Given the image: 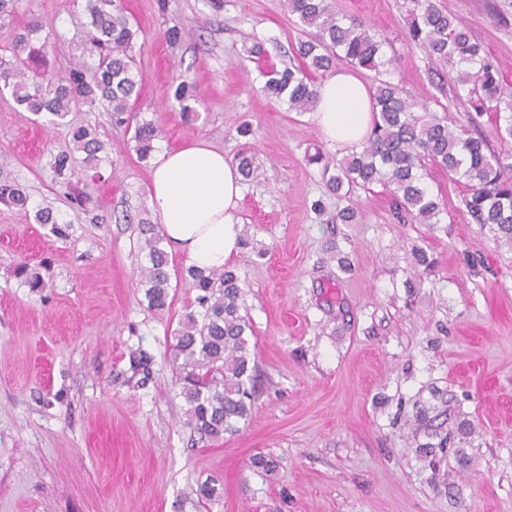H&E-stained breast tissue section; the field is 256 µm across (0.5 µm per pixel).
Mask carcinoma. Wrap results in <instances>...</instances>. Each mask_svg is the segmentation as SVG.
I'll return each mask as SVG.
<instances>
[{
	"label": "carcinoma",
	"mask_w": 512,
	"mask_h": 512,
	"mask_svg": "<svg viewBox=\"0 0 512 512\" xmlns=\"http://www.w3.org/2000/svg\"><path fill=\"white\" fill-rule=\"evenodd\" d=\"M409 3L407 39L429 60L448 67L455 81L467 88L471 111L466 121L448 122L383 79L393 69V60L385 58L382 41L363 22L336 11L330 0H286L288 13L308 29L309 39L297 46L301 67L263 73L264 91L277 100L287 99L291 111L308 112L318 99L310 72L328 70L338 57L375 71L376 119L360 148L337 164L323 159L318 151L308 156L310 162H324L327 191L341 197L346 187L381 184L390 189L406 218L439 224L443 209L425 185L426 165L430 164L468 188L464 206L472 223L489 227L496 240L512 245V152L496 151L488 139L472 136V128L487 114L494 136L502 142L512 141V93L461 19L433 0ZM85 11L89 20L84 52L98 60L93 72H88L84 61L63 75L30 68L32 36L40 31L36 25L15 34L4 48L6 54H0V88L10 91L17 105L30 114L50 116L51 124L63 121L76 107L100 103L115 123L134 125L133 150L146 161L162 130L150 120H135L134 105L143 81L133 55L137 31L121 0H86ZM173 96L184 119L198 118L188 80L176 85ZM69 135L70 140L53 154L52 163L55 174L65 180L99 168V153L104 148L96 128L89 124L72 127ZM0 199L22 209L28 204L19 185H1ZM34 221L50 224L55 235L66 236L67 222L50 206L36 209ZM140 225L145 247L138 285L145 289L148 308L163 310L170 305L172 288L168 252L153 224L143 219ZM15 275L33 292L45 288L40 273L26 263L16 268ZM181 279L196 292L194 309L179 322L173 345L185 426L218 440L236 431L251 412L256 364L248 340L252 327L243 313L246 283L230 267L207 274L187 267ZM150 361L143 349L129 357L133 373L142 374L143 386L150 377ZM193 493L204 503L221 497L211 481L199 484Z\"/></svg>",
	"instance_id": "1"
}]
</instances>
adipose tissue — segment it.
<instances>
[{"mask_svg":"<svg viewBox=\"0 0 512 512\" xmlns=\"http://www.w3.org/2000/svg\"><path fill=\"white\" fill-rule=\"evenodd\" d=\"M314 115L330 146H359L373 123L367 84L347 70L330 72ZM242 190L238 166L205 141L163 150L147 187L170 252L204 271L224 268L240 250Z\"/></svg>","mask_w":512,"mask_h":512,"instance_id":"obj_1","label":"adipose tissue"}]
</instances>
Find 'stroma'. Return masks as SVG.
I'll return each mask as SVG.
<instances>
[{"instance_id":"stroma-1","label":"stroma","mask_w":512,"mask_h":512,"mask_svg":"<svg viewBox=\"0 0 512 512\" xmlns=\"http://www.w3.org/2000/svg\"><path fill=\"white\" fill-rule=\"evenodd\" d=\"M435 2L470 27L512 89V0ZM122 3L139 26L137 110L162 129L156 148L205 140L226 159L244 148L254 157L239 210L250 243L230 263L249 285L252 412L219 440L184 424L173 333L195 294L177 286L158 312L137 286L152 165L129 131L100 106L71 113V125L96 126L111 163L66 184L51 159L70 125L29 122L0 93V184L22 185L30 206L71 223L61 238L0 203V512H512V246L468 223L466 188L435 167L426 182L445 213L432 228L399 222L383 186L327 193L307 155L339 160L344 150L325 142L312 113L262 89L263 70L299 63L304 34L285 0ZM333 3L385 39L408 96L464 119L466 91L433 78L405 37L406 0ZM83 5L19 0L0 46L39 24L56 40L47 68L64 72L84 57ZM175 24L186 34L172 48L163 32ZM252 40L266 56L240 60ZM183 79L193 121L172 97ZM346 206L356 223H335ZM415 246L436 260L419 275ZM22 263L47 288L31 292L15 275ZM415 275L419 287H408ZM139 347L153 356L143 387L129 368ZM259 456L277 468L254 467ZM209 479L224 497L206 507L194 490Z\"/></svg>"}]
</instances>
